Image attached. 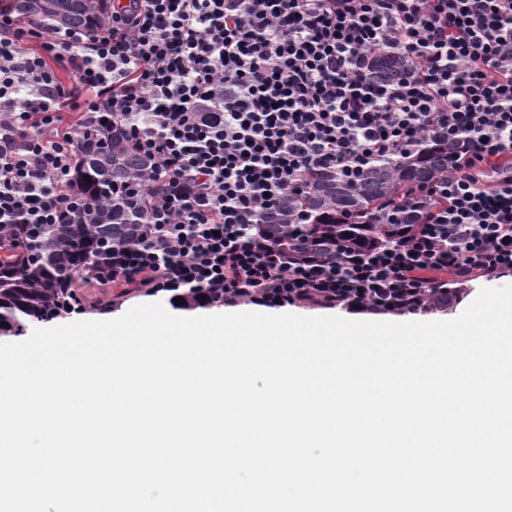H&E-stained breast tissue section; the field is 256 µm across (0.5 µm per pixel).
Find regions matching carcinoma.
<instances>
[{"label":"carcinoma","mask_w":512,"mask_h":512,"mask_svg":"<svg viewBox=\"0 0 512 512\" xmlns=\"http://www.w3.org/2000/svg\"><path fill=\"white\" fill-rule=\"evenodd\" d=\"M109 0H8L6 9L49 30L92 32L111 20ZM127 121L117 119L87 135L97 142L79 149L72 188L82 205L63 224L41 227L31 244V258L14 260L0 277V333L18 334L25 321H51L81 309L74 279L116 246L138 241L147 219L144 195L132 188L133 177L149 159L127 146ZM448 149L369 168L355 182L331 175L287 193L274 213L263 215L262 232L288 260L328 261L339 249L367 250L395 240L409 225L394 216L372 221L384 201L413 192L439 175Z\"/></svg>","instance_id":"cac0c4a2"}]
</instances>
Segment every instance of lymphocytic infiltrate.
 Masks as SVG:
<instances>
[{"label":"lymphocytic infiltrate","mask_w":512,"mask_h":512,"mask_svg":"<svg viewBox=\"0 0 512 512\" xmlns=\"http://www.w3.org/2000/svg\"><path fill=\"white\" fill-rule=\"evenodd\" d=\"M122 116L148 219L99 287L413 313L512 272V172L487 176L512 169V0H126L90 34L2 12L0 225L62 223L82 138ZM438 143L400 242L292 262L256 229L296 186Z\"/></svg>","instance_id":"1"}]
</instances>
